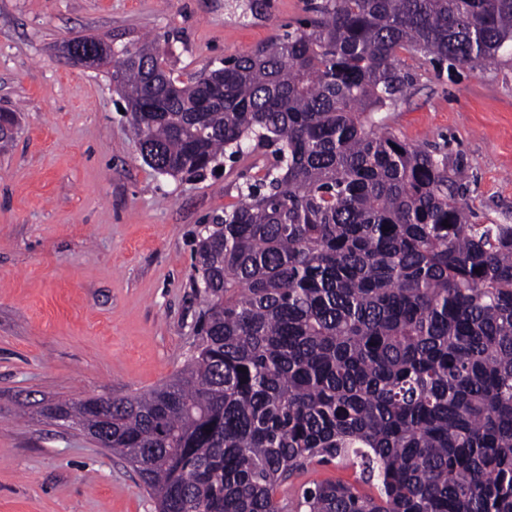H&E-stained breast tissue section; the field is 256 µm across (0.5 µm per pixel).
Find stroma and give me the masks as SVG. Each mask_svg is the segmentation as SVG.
Segmentation results:
<instances>
[{
  "instance_id": "35a3bbf8",
  "label": "stroma",
  "mask_w": 512,
  "mask_h": 512,
  "mask_svg": "<svg viewBox=\"0 0 512 512\" xmlns=\"http://www.w3.org/2000/svg\"><path fill=\"white\" fill-rule=\"evenodd\" d=\"M312 0H0V512H156L135 468L60 420L59 407L147 392L180 370L202 308L191 287L201 225L223 215L262 152L201 178L161 176L105 69L66 62L78 35L156 39L172 76L302 25ZM395 136L463 159L476 224H512V57L437 69L401 54ZM343 465L313 464L280 501Z\"/></svg>"
}]
</instances>
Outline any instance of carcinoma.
<instances>
[{
	"instance_id": "carcinoma-1",
	"label": "carcinoma",
	"mask_w": 512,
	"mask_h": 512,
	"mask_svg": "<svg viewBox=\"0 0 512 512\" xmlns=\"http://www.w3.org/2000/svg\"><path fill=\"white\" fill-rule=\"evenodd\" d=\"M181 81L154 41L112 64L144 162L202 176L275 147L199 232L194 350L168 383L61 416L131 463L157 512H512V224H471L464 171L387 131L399 52H512V0H322ZM448 226H443V223ZM342 461L280 504L308 465ZM336 480L353 482L354 475L350 469L345 468L341 464H336V466L311 464L300 476L294 478L281 488L278 499L285 503L300 494L303 487L310 486L313 483Z\"/></svg>"
}]
</instances>
